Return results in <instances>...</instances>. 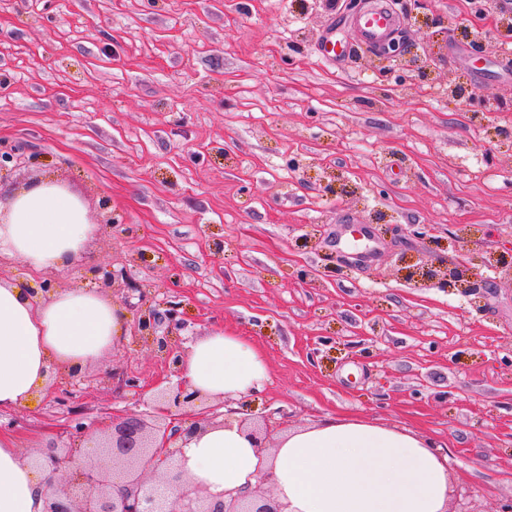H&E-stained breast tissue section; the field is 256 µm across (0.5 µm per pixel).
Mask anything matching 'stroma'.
<instances>
[{
    "instance_id": "1",
    "label": "stroma",
    "mask_w": 512,
    "mask_h": 512,
    "mask_svg": "<svg viewBox=\"0 0 512 512\" xmlns=\"http://www.w3.org/2000/svg\"><path fill=\"white\" fill-rule=\"evenodd\" d=\"M338 0H0V146L28 167L0 198L58 180L98 229L61 287L125 265L112 295L135 322L176 303L173 341L224 330L266 359L255 415L288 432L326 416L430 435L449 456L450 512L512 500V18L506 0H423L402 14L415 68L383 70L356 49L315 52ZM481 22L482 55L463 28ZM345 35L349 24L340 23ZM494 97L462 114L452 91ZM373 233L369 257L338 244L344 215ZM496 254L479 298L405 279ZM114 366L138 389L96 374ZM164 358L124 334L111 352L0 414L21 452L66 439L73 413L102 424L149 415L176 383Z\"/></svg>"
}]
</instances>
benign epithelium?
Returning a JSON list of instances; mask_svg holds the SVG:
<instances>
[{
  "instance_id": "1",
  "label": "benign epithelium",
  "mask_w": 512,
  "mask_h": 512,
  "mask_svg": "<svg viewBox=\"0 0 512 512\" xmlns=\"http://www.w3.org/2000/svg\"><path fill=\"white\" fill-rule=\"evenodd\" d=\"M405 48L406 40L401 36L387 44L381 56L397 61ZM89 272L101 290L129 285L124 266H95ZM35 283L28 293L35 305L50 300L58 291V279L52 274L35 278ZM443 286L477 295L480 271L463 262L448 269ZM181 325L177 304L169 301L163 310L146 309L137 322L142 341L164 355L179 377L176 385L154 396L153 420L137 414L115 415L111 426L100 431L78 418L70 425V435L82 442V447L52 440L24 456L50 477H64L61 484H49L43 512H285V506L269 492L270 469L255 485L218 498L185 478L179 462L183 444L209 427L224 424V413L196 419L188 412L199 396L181 379L185 353L171 342ZM238 422L248 429L256 447H269L270 436L277 429L269 417H262L260 424L243 416Z\"/></svg>"
}]
</instances>
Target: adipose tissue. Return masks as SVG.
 Masks as SVG:
<instances>
[{"label": "adipose tissue", "instance_id": "adipose-tissue-1", "mask_svg": "<svg viewBox=\"0 0 512 512\" xmlns=\"http://www.w3.org/2000/svg\"><path fill=\"white\" fill-rule=\"evenodd\" d=\"M95 232L82 200L50 182L15 194L0 219V256L38 271L63 272ZM126 316L96 287L57 291L40 307L20 283L0 280V412L36 408L50 369L82 372L124 333ZM183 376L203 396L241 398L262 391L263 354L218 330L188 347ZM187 479L216 496L273 470V492L287 512H446L448 457L428 437L364 418L329 419L257 448L236 420L195 435L183 449ZM50 476L23 461L15 436L0 429V512H43Z\"/></svg>", "mask_w": 512, "mask_h": 512}]
</instances>
